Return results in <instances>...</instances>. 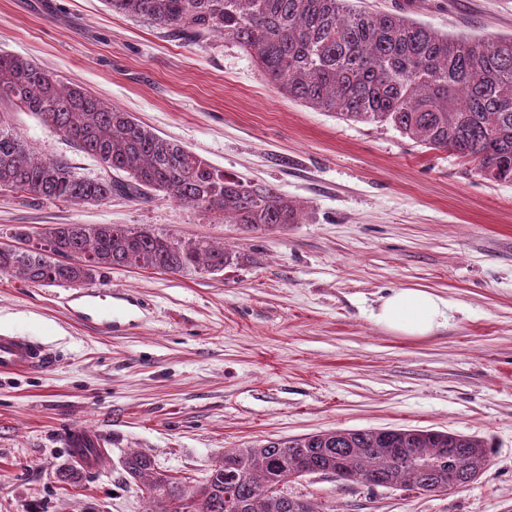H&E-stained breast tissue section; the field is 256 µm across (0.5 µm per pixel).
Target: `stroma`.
Listing matches in <instances>:
<instances>
[{
    "label": "stroma",
    "mask_w": 512,
    "mask_h": 512,
    "mask_svg": "<svg viewBox=\"0 0 512 512\" xmlns=\"http://www.w3.org/2000/svg\"><path fill=\"white\" fill-rule=\"evenodd\" d=\"M437 31L512 34V0H363ZM0 54L76 81L210 164L299 202V223L248 232L164 197L31 204L0 191V244L24 227L122 224L203 238L241 256L218 273L115 269L82 286L0 273V332L49 346L55 367L0 376V512H149L125 452L154 457L193 489L226 449L329 429L412 427L492 448L474 483L444 494L311 476L297 492L328 512H512V183L389 126L345 123L279 93L239 47L191 45L103 0H0ZM40 152L87 178L103 166L27 112ZM433 289L447 327L395 336L371 318L391 288ZM111 308L103 330L97 311ZM107 442L75 463L70 426Z\"/></svg>",
    "instance_id": "obj_1"
}]
</instances>
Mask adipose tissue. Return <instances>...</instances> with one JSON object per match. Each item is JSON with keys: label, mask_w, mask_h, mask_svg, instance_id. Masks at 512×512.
<instances>
[{"label": "adipose tissue", "mask_w": 512, "mask_h": 512, "mask_svg": "<svg viewBox=\"0 0 512 512\" xmlns=\"http://www.w3.org/2000/svg\"><path fill=\"white\" fill-rule=\"evenodd\" d=\"M452 304L427 288H394L379 299L373 321L403 337L425 338L447 327Z\"/></svg>", "instance_id": "adipose-tissue-1"}]
</instances>
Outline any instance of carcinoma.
Segmentation results:
<instances>
[{
  "label": "carcinoma",
  "instance_id": "1",
  "mask_svg": "<svg viewBox=\"0 0 512 512\" xmlns=\"http://www.w3.org/2000/svg\"><path fill=\"white\" fill-rule=\"evenodd\" d=\"M188 44L213 37L244 50L288 98L346 122L390 125L421 146L450 150L488 182L512 183V36L445 35L404 15L354 0H105ZM0 100L31 112L73 148L123 174L77 175L45 157L0 113V190L32 201L99 204L158 192L180 204L261 231L296 224L301 210L272 185L211 165L129 112L28 59L0 55ZM239 254L122 224H56L31 247L0 251V273L34 283L81 285L114 267L210 273ZM491 447L479 437L432 429H334L224 451L204 483L187 492L155 459L130 451L122 467L143 484L156 512H323L290 484L312 474L436 494L477 480Z\"/></svg>",
  "mask_w": 512,
  "mask_h": 512
}]
</instances>
